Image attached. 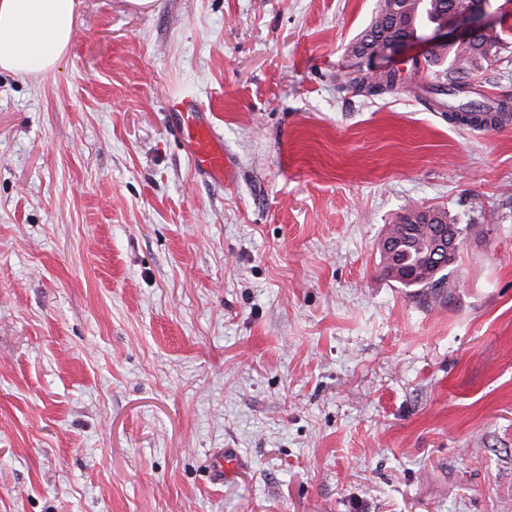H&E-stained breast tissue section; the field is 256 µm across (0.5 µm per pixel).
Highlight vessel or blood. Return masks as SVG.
Returning a JSON list of instances; mask_svg holds the SVG:
<instances>
[{
  "instance_id": "b4317fda",
  "label": "vessel or blood",
  "mask_w": 512,
  "mask_h": 512,
  "mask_svg": "<svg viewBox=\"0 0 512 512\" xmlns=\"http://www.w3.org/2000/svg\"><path fill=\"white\" fill-rule=\"evenodd\" d=\"M173 110L196 167L213 179H223L224 147L210 125L203 121L198 103L184 99L174 104Z\"/></svg>"
}]
</instances>
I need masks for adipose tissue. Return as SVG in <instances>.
Listing matches in <instances>:
<instances>
[{
	"mask_svg": "<svg viewBox=\"0 0 512 512\" xmlns=\"http://www.w3.org/2000/svg\"><path fill=\"white\" fill-rule=\"evenodd\" d=\"M75 0H0V70L52 72L75 30Z\"/></svg>",
	"mask_w": 512,
	"mask_h": 512,
	"instance_id": "ef3b65f1",
	"label": "adipose tissue"
}]
</instances>
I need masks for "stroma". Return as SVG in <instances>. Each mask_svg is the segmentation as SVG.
I'll return each instance as SVG.
<instances>
[{
  "label": "stroma",
  "mask_w": 512,
  "mask_h": 512,
  "mask_svg": "<svg viewBox=\"0 0 512 512\" xmlns=\"http://www.w3.org/2000/svg\"><path fill=\"white\" fill-rule=\"evenodd\" d=\"M375 3L77 0L0 71V512H512V125L348 88ZM411 206L469 228L435 304L380 261ZM181 135L188 143L194 163L205 175L224 179V146L210 125L203 121L202 111L195 100L182 99L174 104Z\"/></svg>",
  "instance_id": "stroma-1"
}]
</instances>
